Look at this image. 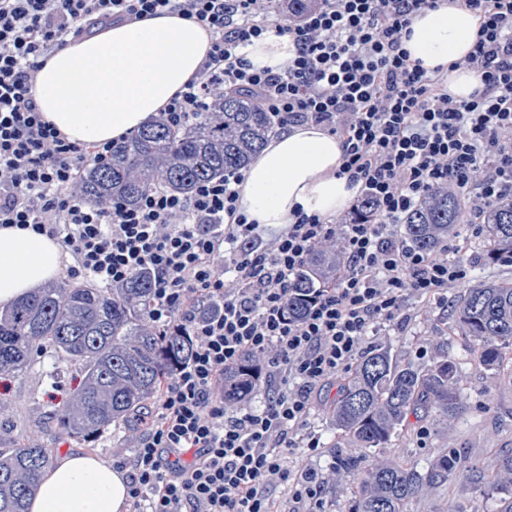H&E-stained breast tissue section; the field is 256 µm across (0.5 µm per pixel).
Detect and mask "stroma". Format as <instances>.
<instances>
[{
    "instance_id": "stroma-1",
    "label": "stroma",
    "mask_w": 512,
    "mask_h": 512,
    "mask_svg": "<svg viewBox=\"0 0 512 512\" xmlns=\"http://www.w3.org/2000/svg\"><path fill=\"white\" fill-rule=\"evenodd\" d=\"M474 203L462 202L460 224L448 239L453 255L467 265L469 285L484 282H512V265L484 263L480 256L489 248L486 234L474 233ZM467 284V285H468ZM465 287V286H464ZM455 286L448 291V302L425 301L410 297L405 316L398 327L386 328L369 337V344L391 346L400 362L428 368L441 358L456 360L462 368L460 385L467 396L466 409L453 429H446L437 418L410 423L385 448L384 454L408 466L426 469L435 451L452 449L467 467H478L490 454L512 453V367L487 368L472 354V342L455 324L450 302L464 291ZM82 380L77 366L57 362L45 354L40 366L25 375L0 374V443L28 440L53 448L56 457L74 453L95 455L108 465H118L131 452L136 438L131 429L108 428L92 442L55 438L49 422L71 401ZM335 388L315 395L309 427L320 441L317 450L296 448L286 453V467L294 472L314 471L319 479H328L335 455L344 446V436L332 420ZM426 428V438H419V428ZM457 502L463 512H498L495 497L466 487L461 476L450 477L426 497L411 500L405 512H446L449 502Z\"/></svg>"
}]
</instances>
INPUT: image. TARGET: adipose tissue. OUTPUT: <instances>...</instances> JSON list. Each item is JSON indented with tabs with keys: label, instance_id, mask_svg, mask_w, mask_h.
Masks as SVG:
<instances>
[{
	"label": "adipose tissue",
	"instance_id": "1",
	"mask_svg": "<svg viewBox=\"0 0 512 512\" xmlns=\"http://www.w3.org/2000/svg\"><path fill=\"white\" fill-rule=\"evenodd\" d=\"M402 44L410 61L448 74V93L469 98L481 83L467 68L480 30L479 16L462 0H442L417 13ZM211 50L209 32L176 14L115 24L71 42L40 68L34 96L43 116L70 140L119 141L163 111L195 78ZM341 139L313 123L294 124L248 163L239 204L265 226L293 220L295 207L328 218L357 192L339 170ZM62 267L60 249L45 235L0 227V304L47 286ZM123 470L90 454L63 457L40 479L29 512H126Z\"/></svg>",
	"mask_w": 512,
	"mask_h": 512
}]
</instances>
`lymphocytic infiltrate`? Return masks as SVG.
<instances>
[{"mask_svg": "<svg viewBox=\"0 0 512 512\" xmlns=\"http://www.w3.org/2000/svg\"><path fill=\"white\" fill-rule=\"evenodd\" d=\"M465 2L482 20L466 62L482 87L458 101L440 71L409 64L401 42L439 0H314L285 23L286 0H0V225L56 240L73 278L118 288L150 271L151 322L191 343L125 462L129 512H273L277 484L302 510L319 506L317 475L283 460L284 449L319 446L304 430L312 393L349 372L369 336L399 324L408 296L441 300L467 277L461 261L404 246V214L437 185L474 198L479 214L512 197V0ZM170 12L213 37L197 77L164 111L170 125L184 126L222 89L254 94L277 127L323 126L341 138L340 172L372 200L376 221L299 211L264 239L238 208L239 172L188 197L153 189L131 208L79 199L82 168L113 146L68 140L42 116L39 60L85 27ZM269 34L293 56L277 70L251 69L240 48ZM333 238L344 248L335 286L290 317L295 273ZM249 354L265 358L274 393L262 409L227 410L214 388Z\"/></svg>", "mask_w": 512, "mask_h": 512, "instance_id": "f902f5d3", "label": "lymphocytic infiltrate"}]
</instances>
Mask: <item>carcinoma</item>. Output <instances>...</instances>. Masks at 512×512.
<instances>
[{"mask_svg":"<svg viewBox=\"0 0 512 512\" xmlns=\"http://www.w3.org/2000/svg\"><path fill=\"white\" fill-rule=\"evenodd\" d=\"M275 130L252 95L214 94L204 110L181 128L164 115L119 143L107 162L81 174L79 197L88 203L136 205L156 186L189 195L196 185L239 171ZM462 204L445 186L424 194L403 218V243L436 252L456 230ZM491 247L486 259L512 263V198L484 213ZM341 251L319 246L297 273L288 296V314L300 317L317 289L332 285ZM154 284L146 272L121 288H97L62 280L0 307V373L28 371L46 350L76 364L83 385L53 422L58 433L89 440L110 426L141 416L159 389L187 361V337L161 332L149 319ZM453 317L473 341V351L489 368L512 351V283H482L458 296ZM262 360L248 355L224 372V407L233 410L256 388ZM456 362L443 359L422 371L402 363L388 346L364 351L353 373L339 384L332 417L346 436L336 481L357 488L349 512H404L405 504L444 483L458 468L457 457L442 450L425 472L384 456L366 460L364 450L383 448L406 426L409 416L431 414L451 422L465 409ZM54 465L52 449L13 444L0 448V512H28L39 477ZM490 479L499 495L498 512H512V454L483 462L468 479Z\"/></svg>","mask_w":512,"mask_h":512,"instance_id":"carcinoma-1","label":"carcinoma"}]
</instances>
